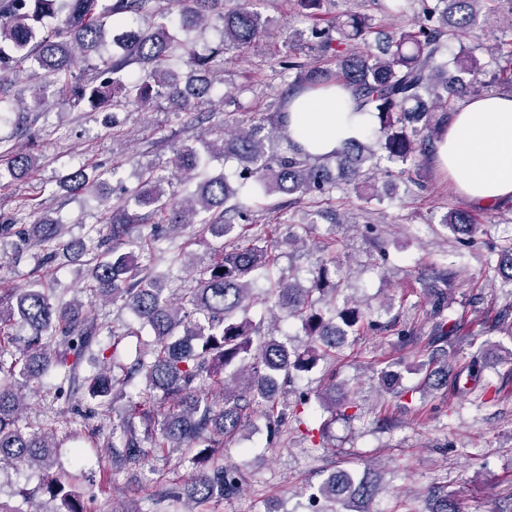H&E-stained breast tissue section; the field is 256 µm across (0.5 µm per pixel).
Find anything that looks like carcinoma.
<instances>
[{
	"instance_id": "carcinoma-1",
	"label": "carcinoma",
	"mask_w": 512,
	"mask_h": 512,
	"mask_svg": "<svg viewBox=\"0 0 512 512\" xmlns=\"http://www.w3.org/2000/svg\"><path fill=\"white\" fill-rule=\"evenodd\" d=\"M257 0H0V75L32 63L33 103L0 97V120L13 112L39 106L42 88L56 86L72 107L87 102L95 110L149 112L165 100L187 114L196 109L212 85L223 79L210 76L212 62L224 51L244 52L263 37L272 19L254 7ZM317 22L305 31L290 33L286 42L307 44L325 63L307 66L288 54L279 61L292 79L274 112L258 122L225 119L224 128L210 130L196 142L176 149L175 175L188 182L218 156L236 160L240 185L253 181L266 196L323 200L335 191L352 188L358 199L381 205L387 181L394 172L380 168L381 159L406 163L434 154L448 131L457 102L492 83L512 86V0H414L418 6L413 30L402 29L371 42L373 18L349 12L319 24L323 0H298ZM139 16L145 28L131 39L112 33L123 16ZM212 19L222 23L224 40L207 53L196 50L194 34ZM498 23L491 42L467 46L460 36L483 24ZM457 51L450 54L452 44ZM112 55L101 56L107 46ZM490 55L497 69L488 71L476 51ZM100 54L91 76L74 74L77 60ZM186 60L191 75L181 82L173 60ZM140 66V75L123 78V71ZM338 84L346 88L359 112L374 117L371 131L351 139L326 157H312L288 135V102L303 91ZM5 172L18 178L37 166L29 152L7 151ZM103 172L83 165L70 168L61 184L92 191L102 184ZM230 177H205L180 199L168 195L163 183L151 177L128 200L107 208L100 246L105 253L86 270L87 299L65 300L54 288L33 282L0 295V328L18 323L22 336L0 333V470L35 467L42 472L41 490L57 507L50 512H88L84 495L72 477L54 470L59 442L52 430L27 433L19 424L33 380L52 375L60 398L72 386L85 388L99 406L123 403L124 418L112 425V472L145 467L170 448L185 451L191 472L183 483L166 488L164 497L180 512L193 506L219 504L242 490L238 467L224 461V443L235 437L253 413L268 420L277 437L310 398L298 395L290 409L283 394L301 373L318 362H335L336 348L347 336L372 326L360 305L336 304L339 283L332 280L334 259L312 272L308 284L290 278L270 280L264 303L277 320L301 323L308 341L293 345L260 332L249 316L257 303L253 275L270 272L277 257L258 235L243 243L251 225L249 210L237 201ZM164 216L174 230L200 225V235L222 238L219 257L204 267L185 262L194 273V286L179 298L165 295L158 276L143 273L133 252L123 248L141 234L140 210ZM456 241L466 246L477 226L465 210H451L443 220ZM65 225L48 215L17 229L0 214V236L16 235L46 248L43 260L78 259L83 248L65 238ZM430 293L432 333L439 340L453 336L457 320L447 314L448 278ZM104 298L121 302L135 325L112 330V345L101 346L103 325L88 315L87 304ZM150 332L134 359L117 357L120 340ZM109 354L111 363L90 373L81 372L84 357ZM384 390L402 399L412 389L402 384V371H380ZM320 411L353 418L355 403L336 397V384L316 397ZM381 487L376 472L356 480L343 469L331 473L311 494L317 512H357L356 503L372 500ZM429 512H459L447 490L432 491Z\"/></svg>"
}]
</instances>
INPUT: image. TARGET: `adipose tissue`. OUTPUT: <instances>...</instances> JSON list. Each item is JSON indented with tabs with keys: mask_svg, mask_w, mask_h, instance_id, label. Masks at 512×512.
<instances>
[{
	"mask_svg": "<svg viewBox=\"0 0 512 512\" xmlns=\"http://www.w3.org/2000/svg\"><path fill=\"white\" fill-rule=\"evenodd\" d=\"M373 123V116L354 111L348 91L336 86L305 92L289 107L291 138L319 157L361 137ZM436 162L473 203L512 199V97L484 95L463 102Z\"/></svg>",
	"mask_w": 512,
	"mask_h": 512,
	"instance_id": "ef3b65f1",
	"label": "adipose tissue"
}]
</instances>
